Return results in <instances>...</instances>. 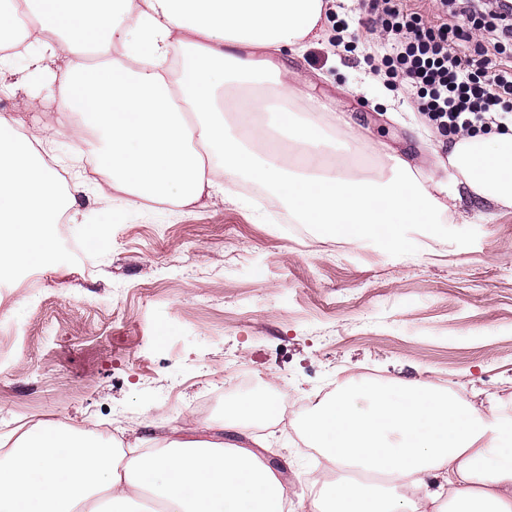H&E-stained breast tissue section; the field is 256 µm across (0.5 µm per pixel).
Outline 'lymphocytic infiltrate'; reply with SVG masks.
<instances>
[{
    "label": "lymphocytic infiltrate",
    "instance_id": "obj_1",
    "mask_svg": "<svg viewBox=\"0 0 512 512\" xmlns=\"http://www.w3.org/2000/svg\"><path fill=\"white\" fill-rule=\"evenodd\" d=\"M388 34L382 60L391 69L394 90L412 93L417 110L447 132L506 130L512 107V66L483 56L473 63L459 44V29L426 25L403 0H368Z\"/></svg>",
    "mask_w": 512,
    "mask_h": 512
}]
</instances>
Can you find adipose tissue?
Returning a JSON list of instances; mask_svg holds the SVG:
<instances>
[{
  "label": "adipose tissue",
  "mask_w": 512,
  "mask_h": 512,
  "mask_svg": "<svg viewBox=\"0 0 512 512\" xmlns=\"http://www.w3.org/2000/svg\"><path fill=\"white\" fill-rule=\"evenodd\" d=\"M324 0H0V42L30 75L59 77L57 108L35 131L0 115V274L50 249L68 207L48 161L54 137L108 173L97 195L124 206L180 209L235 200L240 181L270 192L299 223L356 244L379 224L399 248L406 224H434L461 197L512 208V128L448 138L452 181L350 132L303 92L282 50L303 56L326 35ZM96 55L98 64L85 60ZM65 62L55 74L57 62ZM348 130L346 152L328 153ZM373 155L378 176L352 173ZM327 462L387 483L307 476L310 512H512V417L435 385L343 387L303 420ZM115 448L54 422L32 426L0 453V512H134L152 499L175 512H285L278 475L237 442L173 441L115 464Z\"/></svg>",
  "instance_id": "obj_1"
}]
</instances>
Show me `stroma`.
Masks as SVG:
<instances>
[{
  "label": "stroma",
  "mask_w": 512,
  "mask_h": 512,
  "mask_svg": "<svg viewBox=\"0 0 512 512\" xmlns=\"http://www.w3.org/2000/svg\"><path fill=\"white\" fill-rule=\"evenodd\" d=\"M335 3L360 45L321 43L293 62L306 101L449 179L447 136L432 127L419 139L408 99L376 83L366 47L382 39L381 25L360 27L354 0ZM407 5L425 24L462 26L470 53L492 21L465 0ZM241 193L249 209L219 200L175 212L128 208L109 223L93 186L78 194L80 215L67 232L100 236L104 247L0 276V322L11 327L0 359V440L43 421L113 424L98 436L104 444L178 439L210 392L231 402L254 390L304 400L364 379L458 385L475 405L512 406V209L464 201L452 222L404 226L408 248L389 250L281 235L287 212ZM34 278L43 286L31 293ZM233 365L251 384L229 380ZM241 430L281 470L296 512H308L304 478L316 458L297 432L259 416Z\"/></svg>",
  "instance_id": "35a3bbf8"
}]
</instances>
